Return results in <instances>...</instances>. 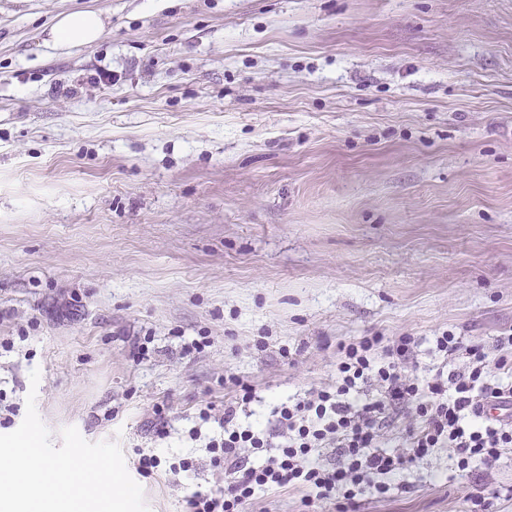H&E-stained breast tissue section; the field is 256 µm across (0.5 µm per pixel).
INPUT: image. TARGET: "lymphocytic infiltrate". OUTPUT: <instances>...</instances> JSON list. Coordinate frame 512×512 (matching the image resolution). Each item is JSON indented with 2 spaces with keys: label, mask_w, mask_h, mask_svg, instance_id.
<instances>
[{
  "label": "lymphocytic infiltrate",
  "mask_w": 512,
  "mask_h": 512,
  "mask_svg": "<svg viewBox=\"0 0 512 512\" xmlns=\"http://www.w3.org/2000/svg\"><path fill=\"white\" fill-rule=\"evenodd\" d=\"M415 344L411 336H362L339 344L335 383L278 405L275 424L265 431L237 425L238 409L254 400L255 391L226 374L224 385L234 399L220 417L209 405L199 411L201 421L217 420L222 429L207 449L223 467L224 483L185 496L183 512H244L258 492L279 489L302 491L307 508L329 504L338 512H359L362 496L386 494L389 475L438 448L452 449L459 470L495 467L503 449L512 447V419H490L484 406L512 400V336L498 339L493 358L481 343L436 337L438 352L464 353L467 362L432 376L411 373ZM375 385L381 394H372ZM402 419V451L385 449L388 433ZM324 448L333 450V462L315 461ZM250 450L265 453V461L248 465Z\"/></svg>",
  "instance_id": "obj_1"
}]
</instances>
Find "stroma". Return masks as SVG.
I'll list each match as a JSON object with an SVG mask.
<instances>
[{
    "label": "stroma",
    "instance_id": "35a3bbf8",
    "mask_svg": "<svg viewBox=\"0 0 512 512\" xmlns=\"http://www.w3.org/2000/svg\"><path fill=\"white\" fill-rule=\"evenodd\" d=\"M84 9L97 42L45 46ZM445 332L512 333V0H0L1 434L36 390L53 445L116 442L149 512H180L224 482L197 420L224 372L266 428L338 342L415 336L424 375ZM141 449L196 466L142 475ZM511 487L512 448L469 474L440 448L361 512H512Z\"/></svg>",
    "mask_w": 512,
    "mask_h": 512
}]
</instances>
